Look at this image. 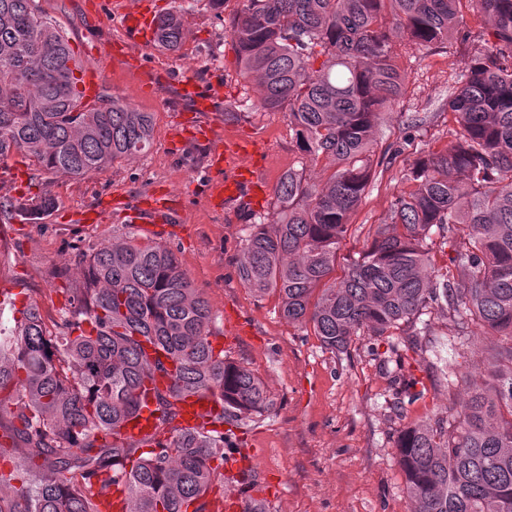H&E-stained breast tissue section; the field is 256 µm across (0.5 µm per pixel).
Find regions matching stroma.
Segmentation results:
<instances>
[{
	"label": "stroma",
	"instance_id": "stroma-1",
	"mask_svg": "<svg viewBox=\"0 0 512 512\" xmlns=\"http://www.w3.org/2000/svg\"><path fill=\"white\" fill-rule=\"evenodd\" d=\"M36 2L59 24L85 71L103 75L110 94L152 113L153 144L145 154L77 179L23 164L17 155L1 162L7 170L24 165L25 175L18 184L0 181V200L46 196L55 207L40 220L19 225L13 236L0 235V293L15 287L37 301L43 314L56 316L67 289L82 284L81 253L118 234L171 247L211 308V331L225 357L250 369L268 390L269 410L238 432L262 478L253 495L267 512H409L397 436L411 422L447 418L465 401L464 383H447L443 359L449 344H458L457 371L472 370L482 359L480 330L471 325L457 332L435 314L431 335L365 334L347 350L332 351L281 315L276 294L256 295L241 282L237 258L254 217L210 207L205 188L211 171L204 150L173 137L178 103L145 91L141 76L166 71L176 78L189 74L204 83L222 81L223 97L208 119L219 129L262 141L270 182L298 165L312 179L326 177L329 160L301 162L286 111L259 108L256 82L244 79L235 64L228 27L242 0H224L218 8L210 0H157L161 12L183 13V44L176 52L134 48L131 68L109 52L120 27L111 0ZM392 49L405 73L406 91L389 108L378 145L397 143L401 150L388 166L377 167L352 214L336 262L340 272L345 255L362 249L369 231L386 223L403 173L421 152L447 144L448 97L470 65L466 46L456 38L431 49L397 37ZM417 112L426 115L427 123L409 128L406 119ZM165 189L172 191L186 223L130 224L115 216L106 224L75 220L78 211L100 205L114 192H123L134 206L146 194Z\"/></svg>",
	"mask_w": 512,
	"mask_h": 512
}]
</instances>
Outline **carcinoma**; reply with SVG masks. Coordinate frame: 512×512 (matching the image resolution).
<instances>
[{"mask_svg":"<svg viewBox=\"0 0 512 512\" xmlns=\"http://www.w3.org/2000/svg\"><path fill=\"white\" fill-rule=\"evenodd\" d=\"M479 27L472 65L448 98V145L401 177L389 223L334 277L350 218L384 156L387 108L405 94L390 46L398 30L425 47ZM184 16L156 20V43L180 49ZM230 38L261 107L288 111L301 158L333 161L324 181L290 168L274 188L276 219H259L238 259L255 293H278L284 318L343 351L361 335L448 313L496 341L461 381L468 399L444 424L397 437L410 512H512V0H243ZM68 40L35 0H0V161L81 178L143 154L153 116L102 90L82 100ZM47 197L0 202L35 220ZM452 247L456 274L435 268ZM86 273L52 326L35 301L0 321V512H220L211 491L240 451L237 429L268 411L262 381L214 346L208 302L177 255L131 236L81 255ZM217 394L220 411L181 425L180 403ZM149 411L152 431L124 434ZM25 449L15 455V449Z\"/></svg>","mask_w":512,"mask_h":512,"instance_id":"carcinoma-1","label":"carcinoma"}]
</instances>
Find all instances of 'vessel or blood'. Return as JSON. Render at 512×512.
<instances>
[{
  "label": "vessel or blood",
  "mask_w": 512,
  "mask_h": 512,
  "mask_svg": "<svg viewBox=\"0 0 512 512\" xmlns=\"http://www.w3.org/2000/svg\"><path fill=\"white\" fill-rule=\"evenodd\" d=\"M154 0H115L114 10L120 17V35L113 42V57L122 63L131 60L133 47L150 46L155 30ZM177 96L186 107L175 120L174 134L199 142L208 148V161L212 168L222 171L223 176L214 181L209 189V200L213 208L238 206L251 212L258 210L259 197L268 195L270 183L262 166L255 157L262 146L255 138L239 135L222 136L216 128L201 118L202 113L213 111L214 103L221 95L218 84L202 86L192 76L179 78L173 85ZM179 215L169 201L168 194L154 193L146 196L144 206L128 210L125 219L138 224L150 220L155 224L174 222ZM216 407L213 398H192L183 407V425H192L211 414ZM226 467L234 477V485L224 491V512H246L248 498L245 487L254 471L249 452L229 457Z\"/></svg>",
  "instance_id": "b4317fda"
}]
</instances>
